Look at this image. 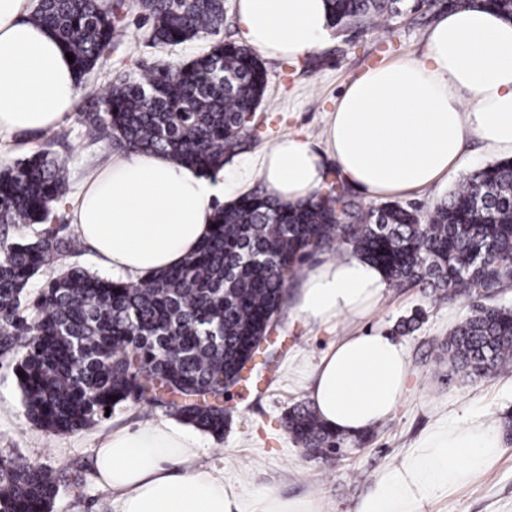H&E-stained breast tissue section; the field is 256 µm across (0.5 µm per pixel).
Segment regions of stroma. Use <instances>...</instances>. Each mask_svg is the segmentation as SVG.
Segmentation results:
<instances>
[{
  "label": "stroma",
  "mask_w": 512,
  "mask_h": 512,
  "mask_svg": "<svg viewBox=\"0 0 512 512\" xmlns=\"http://www.w3.org/2000/svg\"><path fill=\"white\" fill-rule=\"evenodd\" d=\"M434 21L428 14H408L381 31L332 33L317 54L297 62L265 60L268 88L248 131L243 158L257 160L289 134L323 141L329 115L350 81L371 67L421 54ZM122 24L121 41L79 85L74 112L51 132L14 135L0 148V167L38 150L50 151L66 163L73 193L86 171L111 152L108 140L85 136L84 113L102 111L113 74L164 62L171 52L150 41V24L137 8L124 9ZM487 162L479 143L468 141L463 163L446 181L398 201L428 217L453 185ZM468 310L463 297L437 302L418 287H391L371 315L340 317L328 331L308 324L292 305H285L267 352L257 354L247 381L224 395L231 421L223 437L203 433L200 463L234 474L250 497L272 487L283 498L308 502L315 512H355L375 475L401 461L435 425L480 418L499 428L505 416H512V370L475 382L446 378L448 366L438 357L439 346ZM413 314L420 317L417 329L398 334L408 353L410 375L396 411L373 429L364 447L333 458L312 456L289 434L285 416L307 402L313 364L333 341L374 329L398 333L399 320ZM13 367L12 360L0 359V461L37 462L52 470L73 463L82 480L61 484L53 512H115L111 491L98 485L92 472L98 437L117 427L169 420L171 412L128 402L85 430L54 433L27 418ZM432 512H512V440L504 442L490 473L477 475L437 502Z\"/></svg>",
  "instance_id": "obj_1"
}]
</instances>
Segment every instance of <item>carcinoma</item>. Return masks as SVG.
<instances>
[{
	"mask_svg": "<svg viewBox=\"0 0 512 512\" xmlns=\"http://www.w3.org/2000/svg\"><path fill=\"white\" fill-rule=\"evenodd\" d=\"M331 25L381 29L422 9L489 7L512 21V0H328ZM122 0H36L31 20L72 53L83 79L123 35ZM151 21V41L176 47L212 36L189 60L112 78L104 113L84 114L87 136L126 151H161L203 173L247 146L250 118L267 89L258 55L219 38L224 0H137ZM67 193L63 163L39 151L0 170V357L15 361L28 418L74 433L128 402L161 406L213 434H224V408L210 395L239 382L252 346L286 303L285 281L318 251L349 249L379 266L389 284L419 286L436 301L468 296L466 316L441 355L448 377L478 379L512 368V307L484 300L512 288V159L464 178L421 222L398 202L366 208L337 178L297 204L255 190L216 204L208 238L176 269L127 285L73 266L76 238L53 228ZM32 228L20 237L16 230ZM336 245H331V242ZM57 276L34 299L32 277ZM138 361L152 363L137 371ZM116 400H111V397ZM286 427L313 455L331 457L364 438L344 437L305 404ZM59 475L37 463H0V512H52Z\"/></svg>",
	"mask_w": 512,
	"mask_h": 512,
	"instance_id": "carcinoma-1",
	"label": "carcinoma"
}]
</instances>
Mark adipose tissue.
Returning a JSON list of instances; mask_svg holds the SVG:
<instances>
[{
	"label": "adipose tissue",
	"mask_w": 512,
	"mask_h": 512,
	"mask_svg": "<svg viewBox=\"0 0 512 512\" xmlns=\"http://www.w3.org/2000/svg\"><path fill=\"white\" fill-rule=\"evenodd\" d=\"M28 0H0V137L58 127L76 101L77 70ZM241 38L268 59L296 61L331 37L326 0H235ZM512 158V22L486 8L439 15L421 55L353 79L326 124L324 143L288 136L258 162L206 175L157 151L109 154L70 201L73 233L113 280L139 283L181 266L211 231L216 201L261 180L284 203L307 199L328 168L373 199L418 191L462 163L467 138ZM383 271L353 253L306 268L296 308L311 324L361 316L383 298ZM409 379L405 346L384 331L333 343L314 364L309 399L339 434L387 420ZM201 441L160 421L112 431L96 449L97 482L116 512H249L237 478L198 464ZM498 431L476 419L434 428L380 471L356 512H429L500 457Z\"/></svg>",
	"instance_id": "obj_1"
}]
</instances>
